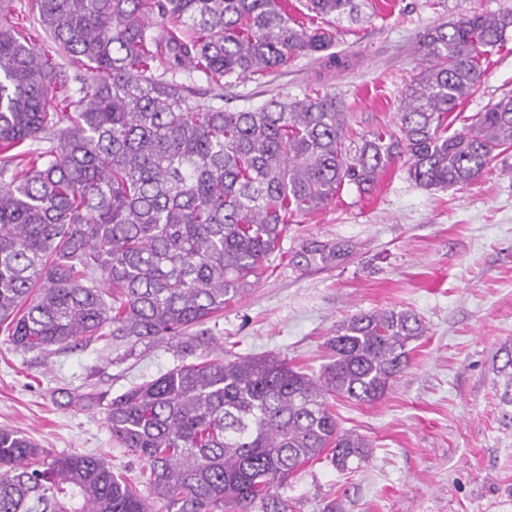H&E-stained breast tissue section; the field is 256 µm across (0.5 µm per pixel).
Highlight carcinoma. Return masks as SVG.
<instances>
[{"label": "carcinoma", "instance_id": "1", "mask_svg": "<svg viewBox=\"0 0 512 512\" xmlns=\"http://www.w3.org/2000/svg\"><path fill=\"white\" fill-rule=\"evenodd\" d=\"M367 0H28L49 53L0 0V332L25 352L167 337L181 364L122 394L84 396L112 441L144 463L136 483L105 460L47 456L0 428V512H290L277 489L330 455L368 461L331 398L380 399L425 335L409 310L359 312L326 342L317 373L240 354L193 331L253 288L291 218L324 209L346 184L371 191L404 157L416 185L464 186L512 148V92L448 133L512 33V10L471 12L427 29L426 64L401 94L397 123L352 139L336 95L224 106V87L294 57L346 69L334 24ZM79 60V88L55 56ZM203 73L207 100L183 82ZM346 242L306 241L293 267H337ZM502 426L512 431V342L495 355ZM149 496H144L139 486Z\"/></svg>", "mask_w": 512, "mask_h": 512}]
</instances>
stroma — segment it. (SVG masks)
<instances>
[{
	"instance_id": "stroma-1",
	"label": "stroma",
	"mask_w": 512,
	"mask_h": 512,
	"mask_svg": "<svg viewBox=\"0 0 512 512\" xmlns=\"http://www.w3.org/2000/svg\"><path fill=\"white\" fill-rule=\"evenodd\" d=\"M504 9L512 0H372L359 22L338 27L334 49L355 67L324 74L298 57L226 87L224 103L242 109L315 87L342 101L350 132L390 126L421 61L423 33L466 10ZM510 91L512 38L487 61L454 129ZM308 239L357 250L333 268L289 266ZM393 308L414 312L426 328L410 367L376 402H332L340 427L371 442L369 461L344 472L326 458L308 463L282 495L293 512H512V432L499 423L493 371L497 349L512 341V150L464 187L421 188L401 161L370 193L344 186L326 209L289 224L272 273L207 328L224 348L275 353L316 372L340 321ZM179 363L167 340L44 355L15 350L0 335V427L46 453L97 455L139 477L143 462L113 443L104 413L82 396H116Z\"/></svg>"
}]
</instances>
